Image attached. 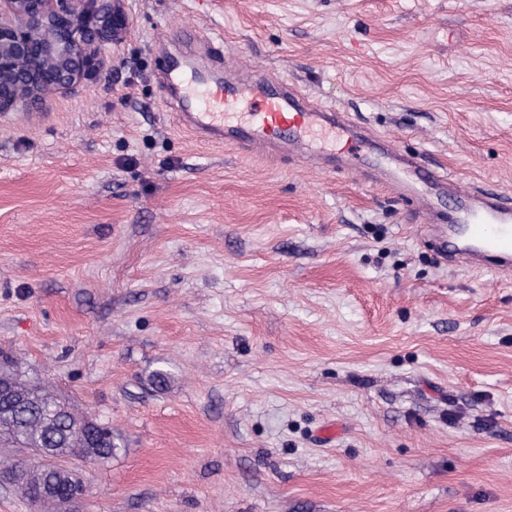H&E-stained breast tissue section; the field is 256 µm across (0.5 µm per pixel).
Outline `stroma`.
<instances>
[{
  "label": "stroma",
  "mask_w": 512,
  "mask_h": 512,
  "mask_svg": "<svg viewBox=\"0 0 512 512\" xmlns=\"http://www.w3.org/2000/svg\"><path fill=\"white\" fill-rule=\"evenodd\" d=\"M125 7L99 75L0 117V357L123 447L68 461L85 512H512V280L347 161L198 142L161 79L219 35L211 80L272 73L512 194V0Z\"/></svg>",
  "instance_id": "35a3bbf8"
}]
</instances>
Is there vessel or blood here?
Listing matches in <instances>:
<instances>
[{
    "label": "vessel or blood",
    "instance_id": "1",
    "mask_svg": "<svg viewBox=\"0 0 512 512\" xmlns=\"http://www.w3.org/2000/svg\"><path fill=\"white\" fill-rule=\"evenodd\" d=\"M165 76L178 89L182 125L201 141L230 145L245 154H263L291 144L309 163L337 151L363 159L387 158L392 185L402 195L427 197L430 189L449 187L456 205L438 252L452 266H464L512 279V197L475 191L444 175L405 163L396 150L381 147L377 136L334 109L310 106L287 81L242 77L211 85L202 73H189L186 60L170 58Z\"/></svg>",
    "mask_w": 512,
    "mask_h": 512
}]
</instances>
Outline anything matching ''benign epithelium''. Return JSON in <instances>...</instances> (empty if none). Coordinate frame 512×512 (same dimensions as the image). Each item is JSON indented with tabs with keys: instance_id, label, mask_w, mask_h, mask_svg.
<instances>
[{
	"instance_id": "1",
	"label": "benign epithelium",
	"mask_w": 512,
	"mask_h": 512,
	"mask_svg": "<svg viewBox=\"0 0 512 512\" xmlns=\"http://www.w3.org/2000/svg\"><path fill=\"white\" fill-rule=\"evenodd\" d=\"M120 0H0V112L66 94L106 66L129 29Z\"/></svg>"
}]
</instances>
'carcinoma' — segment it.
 <instances>
[{"mask_svg":"<svg viewBox=\"0 0 512 512\" xmlns=\"http://www.w3.org/2000/svg\"><path fill=\"white\" fill-rule=\"evenodd\" d=\"M0 385L12 388L20 400L0 399V446L23 448L32 458L7 465L9 474L25 473L20 488L34 502L44 503L41 487L46 477L54 476L62 493L71 490L73 481L64 459L84 462L110 459L122 451L112 430L103 427L91 435L90 418L73 412L65 403L28 387L14 375L0 373Z\"/></svg>","mask_w":512,"mask_h":512,"instance_id":"cac0c4a2","label":"carcinoma"}]
</instances>
